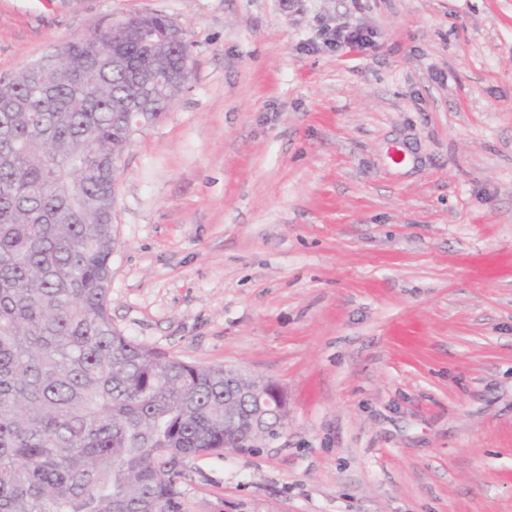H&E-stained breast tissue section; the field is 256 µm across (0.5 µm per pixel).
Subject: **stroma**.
<instances>
[{
	"instance_id": "35a3bbf8",
	"label": "stroma",
	"mask_w": 512,
	"mask_h": 512,
	"mask_svg": "<svg viewBox=\"0 0 512 512\" xmlns=\"http://www.w3.org/2000/svg\"><path fill=\"white\" fill-rule=\"evenodd\" d=\"M145 13L192 75L120 164L112 324L288 397L189 512H512V0H0V73Z\"/></svg>"
}]
</instances>
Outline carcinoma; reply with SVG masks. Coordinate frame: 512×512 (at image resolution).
<instances>
[{
	"label": "carcinoma",
	"mask_w": 512,
	"mask_h": 512,
	"mask_svg": "<svg viewBox=\"0 0 512 512\" xmlns=\"http://www.w3.org/2000/svg\"><path fill=\"white\" fill-rule=\"evenodd\" d=\"M58 44L56 68L0 74V512H187L192 457H224V367L112 326V170L128 114L159 122L184 87L169 18Z\"/></svg>",
	"instance_id": "obj_1"
}]
</instances>
